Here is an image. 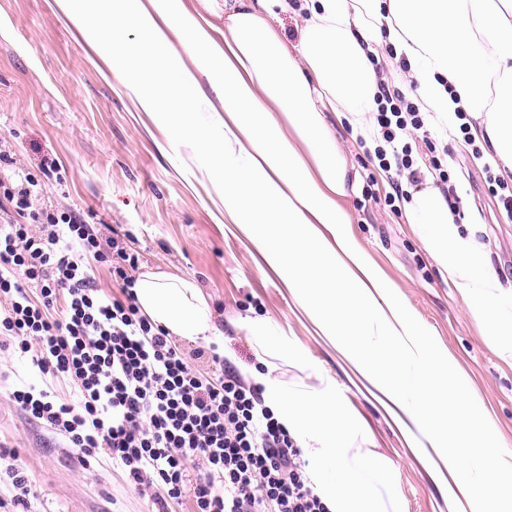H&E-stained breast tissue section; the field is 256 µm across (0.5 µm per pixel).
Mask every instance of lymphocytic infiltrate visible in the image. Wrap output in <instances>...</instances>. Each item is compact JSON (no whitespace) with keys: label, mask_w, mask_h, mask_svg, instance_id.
Segmentation results:
<instances>
[{"label":"lymphocytic infiltrate","mask_w":512,"mask_h":512,"mask_svg":"<svg viewBox=\"0 0 512 512\" xmlns=\"http://www.w3.org/2000/svg\"><path fill=\"white\" fill-rule=\"evenodd\" d=\"M375 103L374 156L390 175L391 211L429 177L456 196L434 157L430 113L383 80ZM59 171L48 158L32 173L0 140V345L30 358L44 379L14 389L13 403L79 461L104 453L154 512L186 500L191 512H327L301 449L259 392L216 349L187 357L141 315L132 292L138 253L102 240L77 210L47 204L46 180ZM98 264L119 296L97 287ZM195 357L214 371L195 368ZM56 380L73 383L76 402L56 399Z\"/></svg>","instance_id":"1"}]
</instances>
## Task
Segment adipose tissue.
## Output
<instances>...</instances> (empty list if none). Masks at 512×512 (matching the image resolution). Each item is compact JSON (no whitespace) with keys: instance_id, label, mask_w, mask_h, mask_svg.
I'll list each match as a JSON object with an SVG mask.
<instances>
[{"instance_id":"ef3b65f1","label":"adipose tissue","mask_w":512,"mask_h":512,"mask_svg":"<svg viewBox=\"0 0 512 512\" xmlns=\"http://www.w3.org/2000/svg\"><path fill=\"white\" fill-rule=\"evenodd\" d=\"M112 70L133 77L143 111L166 113L174 139H194L210 161L224 217L282 275L294 300L351 368L407 415L438 458L429 473L469 512H512V451L466 403L463 376L449 373L448 353L398 301L377 270L364 269L338 200L347 164L326 121L352 113L366 126L376 108L374 42L407 58L420 111L454 132L457 111L472 119L476 140L491 146L512 175V0H224L215 26L185 0H58ZM305 12L297 50L269 16ZM136 27L138 46L123 34ZM155 55L156 65L143 60ZM223 74L211 95L200 77ZM213 123L197 124L200 110ZM422 242L447 267L472 315L498 341L512 311L496 293L485 256L458 233L443 195L430 190L408 206ZM141 314L169 335L222 345L209 297L193 278L145 269L132 288ZM258 349L250 381L302 449L310 485L328 512H399L387 461L355 447L358 422L316 373L312 385L274 378L276 362L304 369L296 346L267 319L245 318Z\"/></svg>"}]
</instances>
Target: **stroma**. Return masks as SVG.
I'll use <instances>...</instances> for the list:
<instances>
[{
	"mask_svg": "<svg viewBox=\"0 0 512 512\" xmlns=\"http://www.w3.org/2000/svg\"><path fill=\"white\" fill-rule=\"evenodd\" d=\"M327 120L348 167L342 207L350 235L368 263L381 269L425 331L439 340L455 371L469 380L466 400L493 424L512 450V335L490 344L447 271L422 242L420 225L384 203L388 185L374 153L345 117ZM36 170L48 156L62 166L46 192L59 207L79 210L106 238L128 244L140 266L194 278L224 328V359L247 375L256 350L244 317H265L277 335L299 345L307 370L278 364L288 384H314V370L336 382L357 418L365 447L395 467L404 512H448L440 491L415 458L396 423L318 336L281 277L236 225L225 223L197 145L172 143L168 124L144 112L124 76L109 68L54 0H0V138ZM442 162L458 183L467 222L462 235L484 251L503 292L512 293V223L488 188L483 164L460 139ZM26 359L0 354V499L13 487L11 467L34 486L28 512H147L148 499L127 485L106 457L79 464L63 437L30 420L9 398L22 380L37 381Z\"/></svg>",
	"mask_w": 512,
	"mask_h": 512,
	"instance_id": "1",
	"label": "stroma"
}]
</instances>
